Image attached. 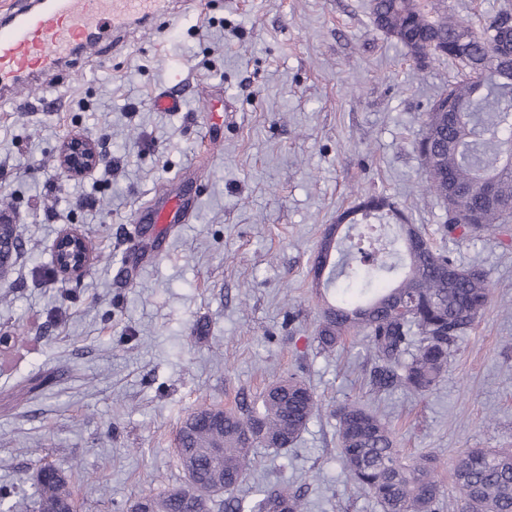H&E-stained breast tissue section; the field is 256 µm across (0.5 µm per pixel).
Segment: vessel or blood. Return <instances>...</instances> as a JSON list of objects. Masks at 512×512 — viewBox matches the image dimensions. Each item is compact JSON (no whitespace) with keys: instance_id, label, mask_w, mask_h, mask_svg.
<instances>
[{"instance_id":"vessel-or-blood-1","label":"vessel or blood","mask_w":512,"mask_h":512,"mask_svg":"<svg viewBox=\"0 0 512 512\" xmlns=\"http://www.w3.org/2000/svg\"><path fill=\"white\" fill-rule=\"evenodd\" d=\"M198 0H18L0 15V101L19 86L37 89L68 68L73 56L94 50L103 30L121 45L160 19L195 10ZM198 177L169 183L133 217L137 224H186L196 209Z\"/></svg>"}]
</instances>
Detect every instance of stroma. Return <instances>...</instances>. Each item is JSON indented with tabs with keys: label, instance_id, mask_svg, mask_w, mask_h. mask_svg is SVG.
I'll list each match as a JSON object with an SVG mask.
<instances>
[{
	"label": "stroma",
	"instance_id": "35a3bbf8",
	"mask_svg": "<svg viewBox=\"0 0 512 512\" xmlns=\"http://www.w3.org/2000/svg\"><path fill=\"white\" fill-rule=\"evenodd\" d=\"M455 74L419 65L373 23L371 0H205L155 33L22 90L0 104V195L23 241L0 280V490L33 512L37 468L71 476L79 512L184 486L183 419L253 401L295 373L319 409L288 452L255 448L238 494L285 485L305 512H382L337 457V407L360 399L391 422L403 459L435 458L459 507L453 464L467 448H512V229L447 240L442 202L424 195L416 152L434 95ZM184 85L179 111L157 109ZM224 103L218 149L210 112ZM112 156L80 179L56 161L68 136ZM202 167L190 223L144 225L159 254H139L134 213L183 170ZM397 201L458 265L478 266L492 302L425 395L372 390L363 337L336 356L311 336L322 296L313 258L325 227L356 196ZM93 204L80 208L77 197ZM74 228L110 265L60 284L52 245Z\"/></svg>",
	"mask_w": 512,
	"mask_h": 512
}]
</instances>
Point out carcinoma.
Wrapping results in <instances>:
<instances>
[{
	"label": "carcinoma",
	"instance_id": "cac0c4a2",
	"mask_svg": "<svg viewBox=\"0 0 512 512\" xmlns=\"http://www.w3.org/2000/svg\"><path fill=\"white\" fill-rule=\"evenodd\" d=\"M377 27L423 61L445 57L462 74L438 93L416 144L422 191L448 209L446 230L465 237L499 234L512 222V13L480 32L448 13L447 0H373ZM364 225L350 250L334 226L313 260V283L325 302L314 342L328 354L349 336L364 335L375 361L377 391L425 394L448 375V358L484 314L492 293L485 272L461 267L451 255L413 238L398 204L367 196L336 220ZM20 247L13 226L0 229V252ZM312 388L295 375L271 384L260 400L237 410L205 408L181 424L178 458L185 488L146 498L147 512H302L301 495L263 486L246 502L235 491L247 476L251 449L285 451L315 413ZM339 458L353 487L383 512H440L443 490L432 459L400 456L391 424L357 400L336 409ZM224 449L213 459L211 450ZM461 512H512V448H470L454 464ZM37 512H70L71 477L49 464L36 475Z\"/></svg>",
	"mask_w": 512,
	"mask_h": 512
}]
</instances>
